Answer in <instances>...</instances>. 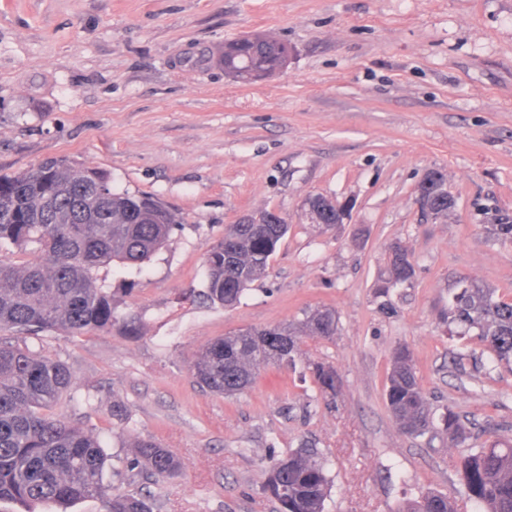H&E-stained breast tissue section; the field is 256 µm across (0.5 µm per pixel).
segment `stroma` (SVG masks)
I'll return each instance as SVG.
<instances>
[{"instance_id":"1","label":"stroma","mask_w":512,"mask_h":512,"mask_svg":"<svg viewBox=\"0 0 512 512\" xmlns=\"http://www.w3.org/2000/svg\"><path fill=\"white\" fill-rule=\"evenodd\" d=\"M256 32L288 61L244 84L224 46ZM61 156L180 216L144 264L100 270L118 325L27 341L69 367L53 412L100 436L113 493L154 512H275L264 472L304 448L326 463L325 512H402L428 491L461 498L456 459L512 442V368L448 332L460 281L512 293V243L488 232L512 218V0H0V173ZM432 169L455 199L444 217L418 203ZM315 196L348 204L343 222L313 223ZM265 210L289 225L268 276L211 305L206 247ZM394 245L415 276L384 294ZM324 308L336 335L301 336L294 366L228 399L196 384L209 341ZM401 346L434 416L461 415L464 444L396 423L385 383ZM316 363L335 393H319ZM149 438L177 458L171 475L128 468Z\"/></svg>"}]
</instances>
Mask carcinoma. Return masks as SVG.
<instances>
[{"label": "carcinoma", "mask_w": 512, "mask_h": 512, "mask_svg": "<svg viewBox=\"0 0 512 512\" xmlns=\"http://www.w3.org/2000/svg\"><path fill=\"white\" fill-rule=\"evenodd\" d=\"M287 46L264 34L224 45V70L249 83L256 71L280 62ZM431 200L432 215L446 216L455 202L444 175L428 171L419 184ZM178 214L156 198L112 189L108 173L68 158H50L37 168L0 175V246L13 245L33 255L18 266L0 260V329L27 335L44 330L86 334L116 323L112 292L98 282L96 270L114 262L138 265L162 248ZM288 232L286 224H233L224 238L205 251L206 292L210 302L233 307L251 283L268 273L270 258ZM415 274L411 255L390 251L386 290ZM448 326L477 330L498 362L512 365V299L476 282L461 285L448 303ZM333 312L306 318L302 333L336 334ZM299 346L297 332L275 336L247 330L204 346L192 366L195 382L224 397L243 392L262 367L291 363ZM319 389L335 391L336 372L314 367ZM69 367L27 346L0 344V501L28 506L102 502L103 512H153L141 494H114L106 483L110 456L101 440L51 413L71 391ZM386 405L411 436L433 422L409 349H396L385 386ZM448 437L466 440L465 426L453 409L441 416ZM177 464L170 451L152 440L136 445L128 468L167 476ZM457 472L465 498L478 512H512V445L493 442L459 458ZM329 478L325 465L308 451H295L266 472L263 490L279 512H324ZM402 512H457L447 495L427 492Z\"/></svg>", "instance_id": "cac0c4a2"}]
</instances>
